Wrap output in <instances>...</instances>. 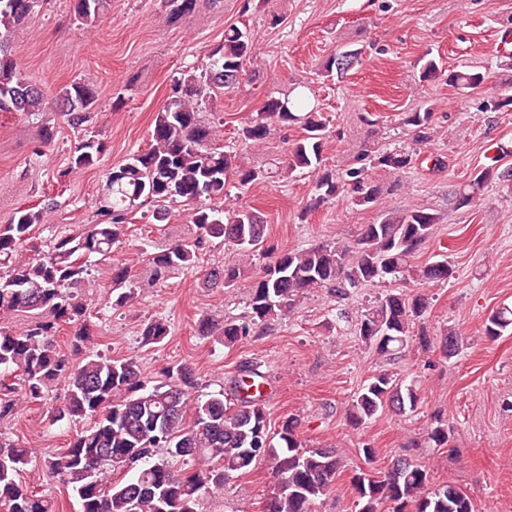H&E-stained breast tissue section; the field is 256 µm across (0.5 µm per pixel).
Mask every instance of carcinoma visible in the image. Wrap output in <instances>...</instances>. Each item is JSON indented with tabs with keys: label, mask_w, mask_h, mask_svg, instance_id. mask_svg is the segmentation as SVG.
Wrapping results in <instances>:
<instances>
[{
	"label": "carcinoma",
	"mask_w": 512,
	"mask_h": 512,
	"mask_svg": "<svg viewBox=\"0 0 512 512\" xmlns=\"http://www.w3.org/2000/svg\"><path fill=\"white\" fill-rule=\"evenodd\" d=\"M197 0H168L169 19L178 21L192 12ZM34 0H0V112L35 115L57 107L71 125L89 121L97 101L92 87L72 83L54 101L21 76L10 47L11 33L32 11ZM108 0H74V15L85 26L104 17ZM255 45L247 28L232 24L224 39L212 48L200 71H186L177 79L165 105L157 112L145 150L129 155L125 163L106 173L104 192L97 199L98 222L86 224L76 234L59 233L47 249L23 254L36 226L44 223L49 205L34 210L19 208L0 225V422L18 413L21 402H38L51 384L64 381V394L54 400L49 414L54 420L88 421L62 452L45 460V466L70 489L79 512H200L202 501L224 491V486L264 460L275 474L263 512H316L317 502L336 485L340 456L336 448H308L298 434L299 421L289 415L278 429H270L263 405L251 397L262 385V373L253 367L229 387V393L206 400L190 397L194 369L187 363L169 366L165 380L149 384L137 359H108L94 350L91 307L81 294L92 266L91 258L112 261V306L123 308L135 300L129 287L131 268L112 257L114 246L126 234L133 215L144 205L152 207V220L169 218L172 205L190 207L197 235L190 241L171 239L146 254L152 281H166L180 269L194 266L200 247L218 240L244 257L262 252L272 257L250 285L247 311L237 320L206 315L198 322L202 334L218 333L233 344L254 329L282 318L301 297L325 288L337 297L348 289L389 279H409L421 284L448 281L453 270L448 260L423 266L414 264L430 242L441 215L426 206L405 212H388L374 224H364L351 246L319 244L306 249L276 250L265 245L267 224L255 208L216 206L229 196L228 186L247 192L270 178L265 169L247 168L234 150L214 144L215 130L202 120V105L212 93L240 84ZM344 53L331 55L322 65L324 76L344 78L349 68L341 64ZM422 82L444 80L463 93L485 85L481 71L447 69L434 57L423 56ZM298 93L266 95L257 115L239 133L245 146L263 143L277 125L298 126L302 135L288 148L285 170L314 174L316 210L342 196L358 206L377 201L380 189L369 171H401L412 157L400 151L365 149L356 166L340 175L326 166L324 151L332 136L329 120L320 112L313 90L299 84ZM485 112L512 111V94L488 98ZM435 112L430 107L405 113L404 125L419 142L431 139ZM105 145L88 138L78 143L65 178L97 166ZM512 182V165L496 173L487 167L456 192V206L475 205L492 175ZM239 265L211 268L204 282L226 288L240 278ZM428 298L388 293L365 309L357 323L361 341L378 354L392 357L416 342L424 350L434 340L424 328ZM17 312L34 313L35 320L15 330L1 319ZM72 328L71 352L76 364L60 354L56 336L60 325ZM485 335L496 338L512 331V308L493 311L484 325ZM161 318L141 324L145 346L157 345L169 335ZM439 348L452 358L458 349L452 328L440 336ZM421 404L416 383L406 384L382 370L374 374L348 405L346 419L356 429L390 407L398 414L415 411ZM454 431L439 414L425 431L430 448H449ZM199 466L182 469L188 461ZM29 464L28 451L0 436V512H55L51 499L33 491L20 479ZM119 470L130 475L112 479ZM357 512H475L471 497L452 481L433 482L429 467L409 458H397L383 474L364 470L350 477Z\"/></svg>",
	"instance_id": "obj_1"
}]
</instances>
